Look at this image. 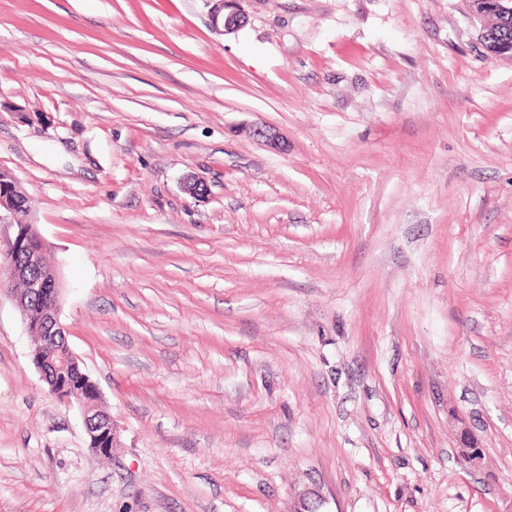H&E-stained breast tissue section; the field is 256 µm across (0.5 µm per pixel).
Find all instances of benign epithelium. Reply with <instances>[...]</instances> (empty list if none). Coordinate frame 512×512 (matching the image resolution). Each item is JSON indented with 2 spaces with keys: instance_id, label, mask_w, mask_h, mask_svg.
I'll use <instances>...</instances> for the list:
<instances>
[{
  "instance_id": "1",
  "label": "benign epithelium",
  "mask_w": 512,
  "mask_h": 512,
  "mask_svg": "<svg viewBox=\"0 0 512 512\" xmlns=\"http://www.w3.org/2000/svg\"><path fill=\"white\" fill-rule=\"evenodd\" d=\"M233 2L235 0H217L212 12V23L222 25L226 33L242 22L241 14L234 10L223 14ZM471 12L480 21L491 17L497 25H512V0H479L471 4ZM251 133L270 148H286L284 137L271 128L256 126ZM7 179L6 186L0 188V227H11L13 233L0 235V272L7 275V281L0 280V293H9L22 314L26 331L33 338L31 362L42 380L52 393L79 406L86 438L113 439L115 424L112 415L101 407L100 389H95L93 394L83 393L66 382L67 374L80 366V360L71 349L67 331L58 318L62 299L59 274L56 268L45 263L46 244L35 225L18 218L26 211V197L13 174H8ZM36 297L42 304L32 315L29 305ZM320 502L316 491L306 488L295 494L290 512H319Z\"/></svg>"
}]
</instances>
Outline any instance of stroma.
<instances>
[{
  "label": "stroma",
  "instance_id": "obj_1",
  "mask_svg": "<svg viewBox=\"0 0 512 512\" xmlns=\"http://www.w3.org/2000/svg\"><path fill=\"white\" fill-rule=\"evenodd\" d=\"M211 7L0 0V170L117 427L1 296L0 512H512V59L469 0Z\"/></svg>",
  "mask_w": 512,
  "mask_h": 512
}]
</instances>
